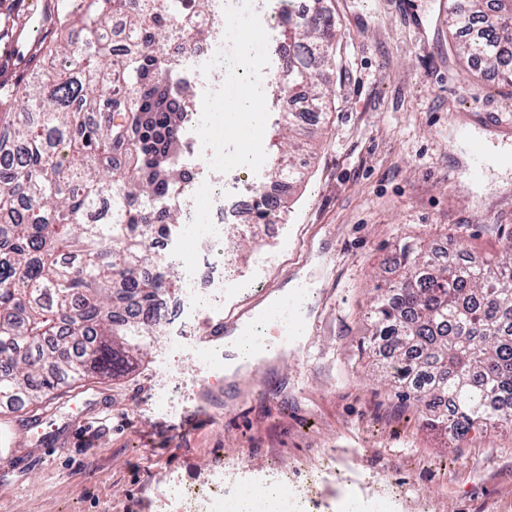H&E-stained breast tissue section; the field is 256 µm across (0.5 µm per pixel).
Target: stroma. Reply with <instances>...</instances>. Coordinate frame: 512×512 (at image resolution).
<instances>
[{
	"mask_svg": "<svg viewBox=\"0 0 512 512\" xmlns=\"http://www.w3.org/2000/svg\"><path fill=\"white\" fill-rule=\"evenodd\" d=\"M0 0V87L31 75L10 51L40 44L34 18L51 0ZM339 35L323 76L336 90L328 114L293 141L305 180L286 191V231L259 227L257 241L229 236L213 251L223 265L224 306L307 272L312 336L257 375L228 381L199 374L194 346L158 336L138 370L56 391L38 409L0 408V512H175L168 485L227 490L287 477L309 512L343 502L384 512H512V429L458 442L427 428L412 404L390 397L357 349L375 285L391 278L396 238L475 259L498 256L512 232V165L467 176L454 128L492 152L512 153V84L457 56L439 0H329ZM227 19L258 41L273 68L272 18L232 0ZM172 406H164L162 396ZM206 410L208 426L182 433Z\"/></svg>",
	"mask_w": 512,
	"mask_h": 512,
	"instance_id": "1",
	"label": "stroma"
}]
</instances>
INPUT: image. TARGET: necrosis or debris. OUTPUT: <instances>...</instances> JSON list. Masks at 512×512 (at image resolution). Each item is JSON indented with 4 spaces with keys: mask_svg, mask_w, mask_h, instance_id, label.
I'll list each match as a JSON object with an SVG mask.
<instances>
[{
    "mask_svg": "<svg viewBox=\"0 0 512 512\" xmlns=\"http://www.w3.org/2000/svg\"><path fill=\"white\" fill-rule=\"evenodd\" d=\"M224 14V0H211L209 9L200 17L195 28L184 33L172 44L170 57L189 63L195 77L194 88L210 105L209 111L186 115L184 134L193 146L210 142L224 112V54L227 35L217 17ZM236 146H220L212 152L207 166L186 162L188 180L176 193V206L182 217L181 229L187 235L186 244L195 255L192 268L179 278L181 289L177 297L160 299L159 311L168 323L179 324L183 333H194L196 326L184 321L186 310L203 312L213 309L224 295V272L209 260V248L223 241L230 218L254 213L260 198L282 193L287 180L261 183L257 191L240 196L235 188L240 180ZM165 502H177L188 512H225L231 492L225 491L223 481H216L205 492L189 488L168 489L162 494Z\"/></svg>",
    "mask_w": 512,
    "mask_h": 512,
    "instance_id": "4bbe7bcc",
    "label": "necrosis or debris"
}]
</instances>
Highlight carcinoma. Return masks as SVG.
<instances>
[{"instance_id":"1","label":"carcinoma","mask_w":512,"mask_h":512,"mask_svg":"<svg viewBox=\"0 0 512 512\" xmlns=\"http://www.w3.org/2000/svg\"><path fill=\"white\" fill-rule=\"evenodd\" d=\"M208 0H80L67 16L92 47L79 51L57 29L32 80L0 97L12 119L17 157L1 153L0 403L39 402L89 377L134 371L159 325L155 300L167 273L151 265L147 238L179 223L174 203L180 121L193 96L186 66L159 45L177 39ZM281 0L288 58L280 91L308 111L327 108L335 89L309 60L334 63L337 26L324 0L291 13ZM120 13L129 50L112 59L107 18ZM455 48L512 83V0H467L448 8ZM293 156L270 162L271 177H300ZM122 196L112 195L113 186ZM164 209L167 223L152 224ZM398 278L375 287L366 348H386L378 374L394 396L413 400L430 426L455 440L512 421V236L479 264H447L410 241L398 245Z\"/></svg>"}]
</instances>
